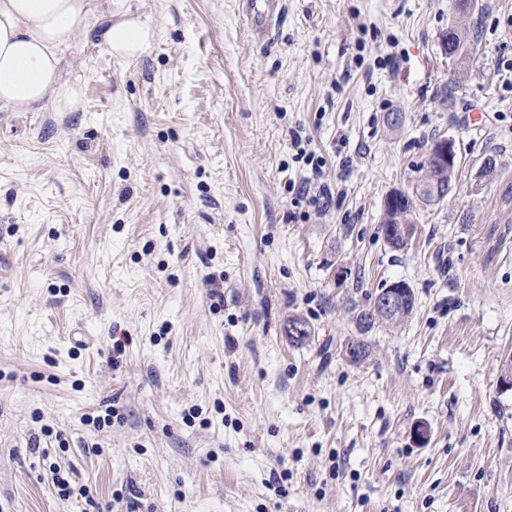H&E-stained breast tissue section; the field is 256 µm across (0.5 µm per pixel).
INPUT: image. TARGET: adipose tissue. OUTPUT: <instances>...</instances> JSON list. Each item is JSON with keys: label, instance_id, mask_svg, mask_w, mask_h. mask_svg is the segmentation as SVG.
I'll return each instance as SVG.
<instances>
[{"label": "adipose tissue", "instance_id": "1", "mask_svg": "<svg viewBox=\"0 0 512 512\" xmlns=\"http://www.w3.org/2000/svg\"><path fill=\"white\" fill-rule=\"evenodd\" d=\"M88 0H0V104L28 112L45 102L68 106L73 89L60 82L58 51L88 20ZM153 34L135 19L109 26V53L131 58Z\"/></svg>", "mask_w": 512, "mask_h": 512}]
</instances>
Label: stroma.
Wrapping results in <instances>:
<instances>
[{
  "mask_svg": "<svg viewBox=\"0 0 512 512\" xmlns=\"http://www.w3.org/2000/svg\"><path fill=\"white\" fill-rule=\"evenodd\" d=\"M60 74L70 108L0 105V512H512V0H288L265 41L240 0H90ZM395 281L412 313L360 333ZM153 34L149 27L135 19L110 25L105 31V43L109 53L119 58H131L144 52ZM446 50L448 48V58L462 64L467 58L471 49L469 31L460 26L448 28V34L443 36ZM428 158L435 162L441 168L451 169H437L424 165L426 175L416 185L412 196L402 193L400 200L394 206L385 204V220L382 224L385 231L386 240L394 248H403L404 244L394 242L390 237L399 235L404 242L409 243L415 234V228H411L410 216L414 209V203L430 206L437 204L445 199L442 193L443 187L450 186L453 173L457 163V149L454 141L450 139L437 140L432 144L428 152ZM397 224H405L398 225ZM396 226V227H395ZM389 227V234L387 230Z\"/></svg>",
  "mask_w": 512,
  "mask_h": 512,
  "instance_id": "35a3bbf8",
  "label": "stroma"
}]
</instances>
